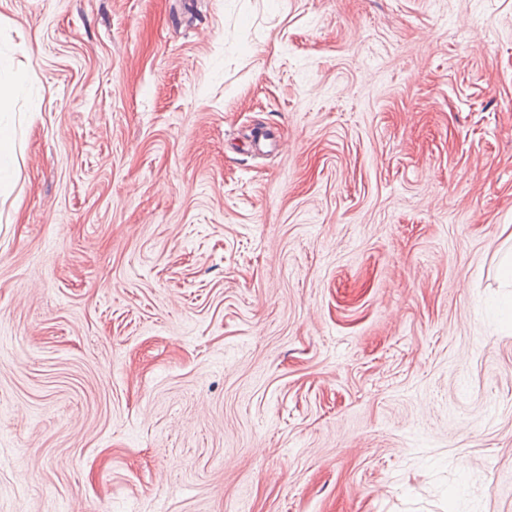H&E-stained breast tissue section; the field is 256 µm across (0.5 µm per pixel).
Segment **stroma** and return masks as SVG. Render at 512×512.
Instances as JSON below:
<instances>
[{"mask_svg": "<svg viewBox=\"0 0 512 512\" xmlns=\"http://www.w3.org/2000/svg\"><path fill=\"white\" fill-rule=\"evenodd\" d=\"M0 512H512V0H0ZM26 73L15 66L8 56L0 55V112H7L12 105L9 90L27 82ZM15 149V130L9 124L2 123L0 119V184L9 177Z\"/></svg>", "mask_w": 512, "mask_h": 512, "instance_id": "1", "label": "stroma"}]
</instances>
